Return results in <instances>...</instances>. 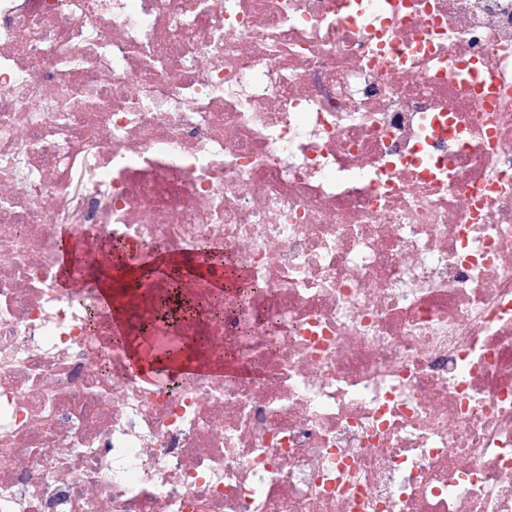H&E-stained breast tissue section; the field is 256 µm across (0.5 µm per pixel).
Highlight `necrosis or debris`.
<instances>
[{
    "mask_svg": "<svg viewBox=\"0 0 512 512\" xmlns=\"http://www.w3.org/2000/svg\"><path fill=\"white\" fill-rule=\"evenodd\" d=\"M74 209L263 282L167 329L235 373L130 372ZM0 512H512V0H0Z\"/></svg>",
    "mask_w": 512,
    "mask_h": 512,
    "instance_id": "obj_1",
    "label": "necrosis or debris"
}]
</instances>
